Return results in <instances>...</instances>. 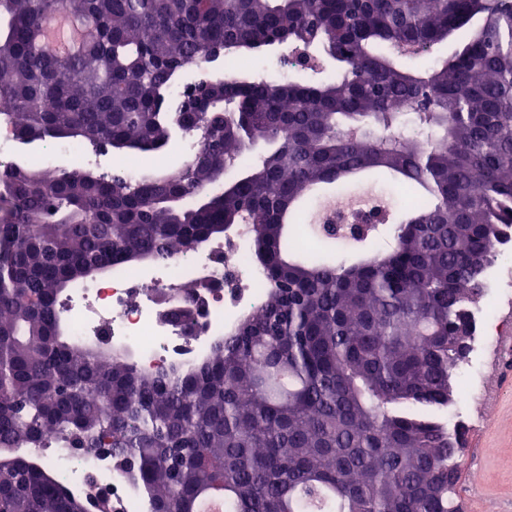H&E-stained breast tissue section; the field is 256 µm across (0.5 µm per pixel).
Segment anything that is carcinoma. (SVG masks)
<instances>
[{
  "label": "carcinoma",
  "instance_id": "cac0c4a2",
  "mask_svg": "<svg viewBox=\"0 0 512 512\" xmlns=\"http://www.w3.org/2000/svg\"><path fill=\"white\" fill-rule=\"evenodd\" d=\"M89 36L59 56L57 12ZM318 40L315 81L246 76L263 48ZM448 56L418 71L397 41ZM228 73L176 112L172 87L204 49ZM54 101L49 108L46 102ZM0 125L24 145L72 139L119 160L166 155L179 129L211 128L165 172L110 179L0 162V512H115L94 480L79 493L42 459L44 433L107 455L154 512H456L448 471L463 424L454 401L469 351L467 306L485 292L495 237L512 232V0H0ZM378 172L402 199L377 209L391 245L329 263L285 247L313 190ZM259 225L261 306L186 373L139 368L76 342L65 290L119 262H161Z\"/></svg>",
  "mask_w": 512,
  "mask_h": 512
}]
</instances>
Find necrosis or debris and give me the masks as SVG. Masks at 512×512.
I'll return each mask as SVG.
<instances>
[{"label":"necrosis or debris","mask_w":512,"mask_h":512,"mask_svg":"<svg viewBox=\"0 0 512 512\" xmlns=\"http://www.w3.org/2000/svg\"><path fill=\"white\" fill-rule=\"evenodd\" d=\"M252 224L237 225L230 238L210 240L194 250L153 264L138 277L113 265L108 276L93 278L71 290L61 311L71 335L89 339L111 336L114 346L128 351L138 367L150 371H188L222 340L237 318L261 301L265 277L251 257ZM496 261L490 269V297L471 309L472 336L477 348L494 344L499 334L495 315L512 308V238L495 241ZM189 283L201 284L193 296L196 319L184 329L163 319L165 300L179 297ZM46 456L68 485L82 487L95 480L120 503L122 512H151L149 498L109 457L77 459L46 435Z\"/></svg>","instance_id":"necrosis-or-debris-1"}]
</instances>
